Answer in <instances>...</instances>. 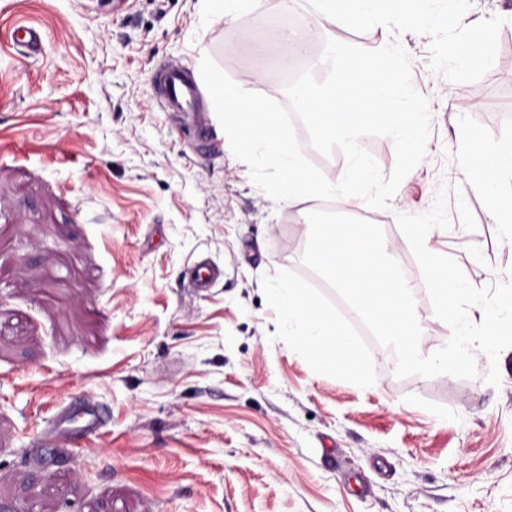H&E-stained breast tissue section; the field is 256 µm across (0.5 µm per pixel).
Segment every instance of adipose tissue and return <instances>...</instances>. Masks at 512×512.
Returning a JSON list of instances; mask_svg holds the SVG:
<instances>
[{"label": "adipose tissue", "mask_w": 512, "mask_h": 512, "mask_svg": "<svg viewBox=\"0 0 512 512\" xmlns=\"http://www.w3.org/2000/svg\"><path fill=\"white\" fill-rule=\"evenodd\" d=\"M460 160L462 172L470 174L483 191L496 222L511 224L512 197H503L500 186L504 176L512 173V143L479 149L465 145ZM274 294L290 341L307 353L315 372H358L360 357L354 337L326 314L304 282L288 281L275 288Z\"/></svg>", "instance_id": "adipose-tissue-1"}]
</instances>
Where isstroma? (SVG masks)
<instances>
[{
	"instance_id": "1",
	"label": "stroma",
	"mask_w": 512,
	"mask_h": 512,
	"mask_svg": "<svg viewBox=\"0 0 512 512\" xmlns=\"http://www.w3.org/2000/svg\"><path fill=\"white\" fill-rule=\"evenodd\" d=\"M503 17L493 67L475 85L430 67L408 32L414 87L431 115L426 157L381 228L421 272L397 224L460 186L431 250L477 288L512 277V246L460 172L461 142H512V0H472L470 26ZM276 0L226 20L204 0H0V512H512V347L499 386L397 377L386 347L360 342L364 379L317 374L288 338L273 289L312 282L305 203L251 180L220 124L197 150L151 89L163 62L233 80L290 58L324 78L327 39L379 48L381 27L275 46ZM37 27L26 56L14 24ZM223 270L189 286L199 259ZM87 394L106 431L81 450L43 448L51 415Z\"/></svg>"
}]
</instances>
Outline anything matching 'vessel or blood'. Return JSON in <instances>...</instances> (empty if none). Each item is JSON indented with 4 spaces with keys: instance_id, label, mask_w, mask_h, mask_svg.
I'll return each instance as SVG.
<instances>
[{
    "instance_id": "b4317fda",
    "label": "vessel or blood",
    "mask_w": 512,
    "mask_h": 512,
    "mask_svg": "<svg viewBox=\"0 0 512 512\" xmlns=\"http://www.w3.org/2000/svg\"><path fill=\"white\" fill-rule=\"evenodd\" d=\"M152 85L165 109L183 116L192 124L196 142H210L209 124L202 110L205 91L186 66L167 62L160 64ZM107 421V415L99 404L86 398L80 402L77 410L61 409L44 438L53 447L69 446L73 443L74 435L103 433Z\"/></svg>"
}]
</instances>
